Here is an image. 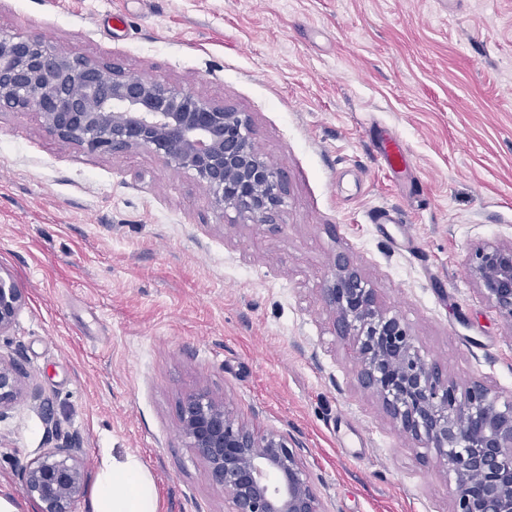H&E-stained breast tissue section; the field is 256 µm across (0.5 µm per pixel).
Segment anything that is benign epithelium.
Wrapping results in <instances>:
<instances>
[{
	"label": "benign epithelium",
	"mask_w": 512,
	"mask_h": 512,
	"mask_svg": "<svg viewBox=\"0 0 512 512\" xmlns=\"http://www.w3.org/2000/svg\"><path fill=\"white\" fill-rule=\"evenodd\" d=\"M30 110L46 131L92 153L142 150L193 172L210 207L271 224L284 203L281 172L257 149L246 116L194 90L128 76L92 58L52 49L38 36L0 33V111ZM470 272L512 327V241L477 245ZM340 335L354 342L358 378L400 431L432 448L455 477L451 512H512V400L500 403L479 380L461 383L421 355L409 326L382 310L343 256L324 289ZM23 292L0 276V336L14 324ZM25 396L21 371L0 355V420ZM187 446L224 491L228 512H325L288 438L257 432L225 402L201 391L180 402ZM41 512H73L84 493L81 448H44L21 471Z\"/></svg>",
	"instance_id": "1"
}]
</instances>
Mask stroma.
<instances>
[{
  "label": "stroma",
  "instance_id": "stroma-1",
  "mask_svg": "<svg viewBox=\"0 0 512 512\" xmlns=\"http://www.w3.org/2000/svg\"><path fill=\"white\" fill-rule=\"evenodd\" d=\"M0 31L245 113L286 186L253 224L152 154L0 112V275L24 296L0 355L29 390L0 420V491L19 512L41 509L20 471L67 435L89 476L103 449L137 455L160 512H226L180 429L200 390L286 435L326 512H450L452 476L359 384L324 290L347 255L422 355L512 398V326L469 270L512 240V0H0ZM379 154L392 169L405 168L407 165V154L401 141L396 137L389 138L381 143Z\"/></svg>",
  "mask_w": 512,
  "mask_h": 512
}]
</instances>
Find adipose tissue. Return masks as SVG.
<instances>
[{"label": "adipose tissue", "instance_id": "adipose-tissue-1", "mask_svg": "<svg viewBox=\"0 0 512 512\" xmlns=\"http://www.w3.org/2000/svg\"><path fill=\"white\" fill-rule=\"evenodd\" d=\"M91 512H159L151 476L136 455L103 451L92 486Z\"/></svg>", "mask_w": 512, "mask_h": 512}]
</instances>
